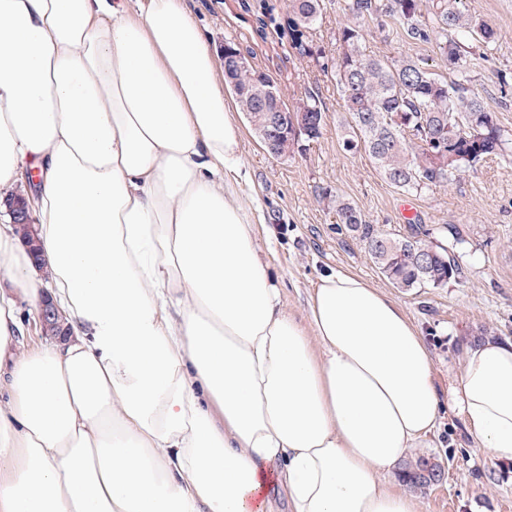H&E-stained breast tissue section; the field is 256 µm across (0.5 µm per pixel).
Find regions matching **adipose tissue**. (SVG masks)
Segmentation results:
<instances>
[{"label":"adipose tissue","instance_id":"1","mask_svg":"<svg viewBox=\"0 0 512 512\" xmlns=\"http://www.w3.org/2000/svg\"><path fill=\"white\" fill-rule=\"evenodd\" d=\"M241 137L183 0H0V189L37 171L42 255L0 230V512H421L387 476L445 408L429 349L354 274L284 310ZM19 293L70 338L18 352ZM454 401L512 462V340ZM41 326L52 331L51 334L59 337H67L71 334V327L66 322V315L49 299H46L39 311Z\"/></svg>","mask_w":512,"mask_h":512}]
</instances>
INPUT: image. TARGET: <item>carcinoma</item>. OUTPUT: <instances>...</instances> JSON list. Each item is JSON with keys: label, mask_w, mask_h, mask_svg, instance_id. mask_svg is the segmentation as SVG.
I'll list each match as a JSON object with an SVG mask.
<instances>
[{"label": "carcinoma", "mask_w": 512, "mask_h": 512, "mask_svg": "<svg viewBox=\"0 0 512 512\" xmlns=\"http://www.w3.org/2000/svg\"><path fill=\"white\" fill-rule=\"evenodd\" d=\"M279 28L288 34V43L300 59L318 67L342 92L348 116L344 149H364L384 179L406 194H420L452 181L487 159L506 152L507 140L494 115L470 90V61L462 50V39L471 37L488 48L495 31L487 23L463 10L462 0H342L340 9L352 21L340 25L336 41L340 52L336 63L325 62L323 50L314 43L324 10V0H288ZM399 22L407 39L434 46L448 63L453 80L432 71L422 58L387 60L366 53V28L384 29L387 21ZM224 78L235 96L237 107L266 152L276 153L265 137L272 112H286L288 118L303 117L296 137L288 141V157L302 152L322 134L324 110L318 95L306 91L294 103L278 99V104L262 110L255 98L263 92L271 76L250 61ZM404 115L406 128L394 121ZM327 206L336 211L340 229L355 236L375 266L402 290L440 288L458 283L465 271L451 249L440 241L427 239L429 230L411 225V233L401 237L368 223L351 203L328 191L321 193ZM431 253L425 263L416 254L421 246ZM429 458L419 456L408 464L404 482L413 489L434 484L420 473Z\"/></svg>", "instance_id": "carcinoma-1"}]
</instances>
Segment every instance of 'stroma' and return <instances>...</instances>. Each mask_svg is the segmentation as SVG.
Returning a JSON list of instances; mask_svg holds the SVG:
<instances>
[{
  "label": "stroma",
  "instance_id": "stroma-1",
  "mask_svg": "<svg viewBox=\"0 0 512 512\" xmlns=\"http://www.w3.org/2000/svg\"><path fill=\"white\" fill-rule=\"evenodd\" d=\"M186 4L213 52H222L225 40H232L278 83L285 102L314 89L323 104L319 139L303 154L283 160L266 153L243 114L235 116L242 131L240 159L249 173L243 199L259 210L261 256L279 278L287 312L306 319L310 295L323 273L337 270L365 279L419 328L431 349L435 385L443 398H451L464 349L477 329L512 339V0H464L468 13L496 32L492 49L469 39L463 49L473 62L471 87L494 112L509 141L507 150L415 198L417 223L433 238L455 243L465 277L443 288L410 291L395 288L363 245L338 230L335 213L319 201L322 191H331L379 228L410 233L399 211L402 192L383 179L365 152L344 150L345 112L335 83L299 59L277 27L261 26V19L281 15L284 0ZM366 44L381 57L424 58L433 72L448 73L433 46L405 39L396 21H389L385 30H371ZM420 455L445 469L442 482L419 493L422 512H512V463L485 452L458 408L446 409L422 448L410 449L407 457Z\"/></svg>",
  "mask_w": 512,
  "mask_h": 512
}]
</instances>
